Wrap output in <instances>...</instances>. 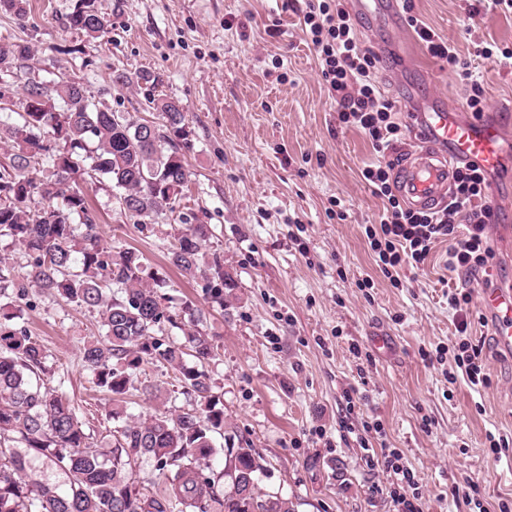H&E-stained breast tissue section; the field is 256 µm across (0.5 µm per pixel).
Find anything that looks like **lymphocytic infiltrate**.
<instances>
[{"instance_id": "lymphocytic-infiltrate-1", "label": "lymphocytic infiltrate", "mask_w": 512, "mask_h": 512, "mask_svg": "<svg viewBox=\"0 0 512 512\" xmlns=\"http://www.w3.org/2000/svg\"><path fill=\"white\" fill-rule=\"evenodd\" d=\"M431 58L457 73L467 91L466 103L474 115L486 106L481 77L470 61L462 59L454 42L439 36L417 16L407 18ZM300 25L313 46L318 71L328 96L336 104L340 125L361 130L378 154L377 162L362 171L372 193L383 202L378 223L365 229L370 249L380 272L393 284L407 269L421 268L438 240H448L449 271L481 275L486 286H493V249L488 226L495 221L488 203V173L478 163L460 161L455 165L451 197L436 211L407 207L395 190L389 157L401 140L402 126L396 120L397 98L378 84L380 56L367 46L348 0H305ZM471 293L457 289L448 294V307L454 312L459 338L455 361L463 369L468 384L475 389L488 386L482 349L474 344Z\"/></svg>"}]
</instances>
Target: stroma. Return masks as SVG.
Returning a JSON list of instances; mask_svg holds the SVG:
<instances>
[{"label": "stroma", "instance_id": "1", "mask_svg": "<svg viewBox=\"0 0 512 512\" xmlns=\"http://www.w3.org/2000/svg\"><path fill=\"white\" fill-rule=\"evenodd\" d=\"M474 0H410L413 15L460 52L487 40L512 48V14L471 12ZM25 21L0 13V41L24 40L33 66L52 79L66 68L113 111L161 122L152 102L176 100L191 146L184 152L191 192L174 212L144 227L121 215L109 181L89 196L104 240L139 250L166 280L164 294L183 326L198 319L216 347L205 370L235 442L266 461L262 492L288 498L294 512H397L385 456L396 452L419 479L424 512H488L512 502V445L489 450L488 434L512 437V354L499 350L479 304L472 336L483 349L487 387L456 372L457 340L445 292L458 284L444 266L447 242L392 287L365 236L382 203L361 177L375 161L368 139L341 127L318 74L298 13L286 0H101L111 13L105 37L67 31L72 0H29ZM383 55L378 74L403 111L400 155L428 144L413 117L448 105L470 117L457 76L428 57L409 26L360 18ZM483 119L512 135V67L476 60ZM147 71L156 83H113L112 74ZM499 214L489 227L495 286L512 284V154L490 174ZM344 218H337V211ZM185 224H208L205 248L236 282L223 305L201 281L170 267L165 244ZM370 287H361V280ZM191 304L193 314L182 311ZM48 352L54 381L96 434L120 422L84 369L80 351L97 335L96 314L45 296L27 312ZM359 354H352L351 344ZM443 357H436V348ZM356 390L360 408H346Z\"/></svg>", "mask_w": 512, "mask_h": 512}]
</instances>
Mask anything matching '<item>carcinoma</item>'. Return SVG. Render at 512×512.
Listing matches in <instances>:
<instances>
[{"mask_svg":"<svg viewBox=\"0 0 512 512\" xmlns=\"http://www.w3.org/2000/svg\"><path fill=\"white\" fill-rule=\"evenodd\" d=\"M28 0H0V10L21 20ZM66 29L90 38L108 33L109 14L99 0H74ZM24 41H0V78L33 67ZM17 109L0 107V143L12 149L0 164V240L19 247L24 272L0 258V512H292L289 501L258 490L266 471L253 448H219L224 408L203 369L216 356L198 330L184 340L166 335L177 326L164 282L133 248L102 242L98 216L79 181L104 177L119 191L120 211L146 226L185 197L191 174L182 150L189 131L178 102L159 98L166 119L148 139V122L112 112L92 100L87 87L59 71L48 80H26ZM43 96L40 111L27 103ZM208 224H188L167 247L169 263L205 282L211 302L224 306V289L235 287L220 257L205 250ZM60 298L99 316L104 335L81 350V361L101 392L122 405L147 364L178 373L184 409L158 385L145 384V400L159 406L148 418L125 422L107 444L85 428L79 408L41 381L46 351L22 321L33 310L30 289ZM237 460L234 474L212 468L222 451ZM38 459L61 472L64 484L34 479ZM150 460L163 489L137 488L140 463Z\"/></svg>","mask_w":512,"mask_h":512,"instance_id":"obj_1","label":"carcinoma"}]
</instances>
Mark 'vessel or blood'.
I'll return each instance as SVG.
<instances>
[{
	"mask_svg": "<svg viewBox=\"0 0 512 512\" xmlns=\"http://www.w3.org/2000/svg\"><path fill=\"white\" fill-rule=\"evenodd\" d=\"M352 7L356 14L383 15L394 22L399 17L400 0H353ZM425 121L439 147L411 154L400 166L396 180L401 197L410 207L435 210L450 196L454 175L452 159L472 160L485 170H496L504 162L505 133L497 122L459 121L438 107L427 112ZM480 304L491 322L498 346L512 352V289H485L480 295Z\"/></svg>",
	"mask_w": 512,
	"mask_h": 512,
	"instance_id": "b4317fda",
	"label": "vessel or blood"
}]
</instances>
